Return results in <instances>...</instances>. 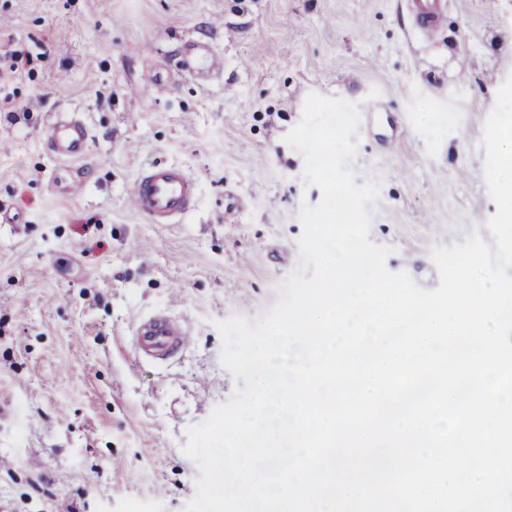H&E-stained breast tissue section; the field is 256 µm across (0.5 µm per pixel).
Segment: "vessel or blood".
<instances>
[{
	"label": "vessel or blood",
	"mask_w": 512,
	"mask_h": 512,
	"mask_svg": "<svg viewBox=\"0 0 512 512\" xmlns=\"http://www.w3.org/2000/svg\"><path fill=\"white\" fill-rule=\"evenodd\" d=\"M406 9L425 37H432L442 26L445 0H405ZM219 61L211 46L187 56L185 70L207 75L215 70ZM87 130L74 116L59 118L51 127L48 140L57 157L80 158L87 151ZM196 183L183 170L172 166L155 165L148 169L133 185L129 205L139 216L152 224H172L193 205ZM188 333L184 326L172 318L158 314L137 325L134 334L135 350L145 359H162L181 348Z\"/></svg>",
	"instance_id": "obj_1"
}]
</instances>
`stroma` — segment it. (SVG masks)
I'll use <instances>...</instances> for the list:
<instances>
[{"label": "stroma", "instance_id": "1", "mask_svg": "<svg viewBox=\"0 0 512 512\" xmlns=\"http://www.w3.org/2000/svg\"><path fill=\"white\" fill-rule=\"evenodd\" d=\"M0 512H184L201 473L189 426L228 402L216 321L256 319L299 264L304 161L285 135L308 95L357 103L356 184L380 180L371 242L389 271L439 285L432 246L497 211L483 124L512 74V0H447L423 38L404 0H0ZM214 46L208 80L185 45ZM89 132L78 160L47 147L59 114ZM162 163L194 208L151 224L126 205ZM192 341L136 358L143 317Z\"/></svg>", "mask_w": 512, "mask_h": 512}]
</instances>
